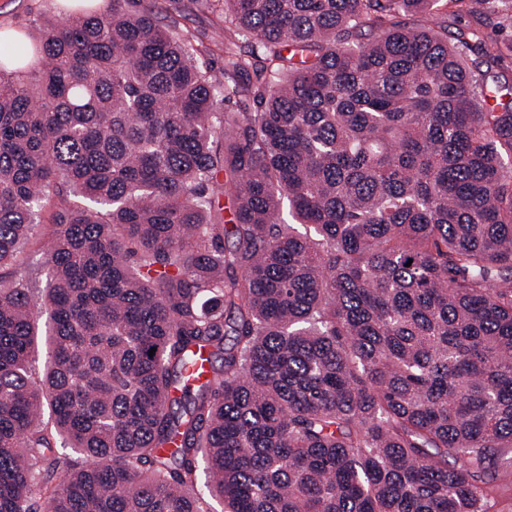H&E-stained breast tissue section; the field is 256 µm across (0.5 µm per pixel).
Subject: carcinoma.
<instances>
[{
  "label": "carcinoma",
  "instance_id": "carcinoma-1",
  "mask_svg": "<svg viewBox=\"0 0 512 512\" xmlns=\"http://www.w3.org/2000/svg\"><path fill=\"white\" fill-rule=\"evenodd\" d=\"M450 1L223 0L222 81L145 0L3 38L0 512H492L512 85ZM53 206L51 203H45L44 207L40 212L41 226H39V235L31 240L26 246L22 256V266L28 269L31 273L32 280L34 283V289L37 292L38 289L43 288L45 284L44 270L42 268V253H41V238L43 233L47 232L48 224L50 222L51 213Z\"/></svg>",
  "mask_w": 512,
  "mask_h": 512
}]
</instances>
